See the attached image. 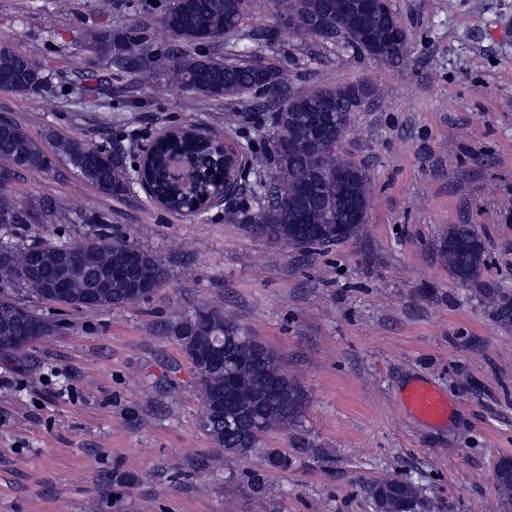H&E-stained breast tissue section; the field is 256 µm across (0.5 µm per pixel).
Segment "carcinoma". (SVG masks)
<instances>
[{
	"label": "carcinoma",
	"mask_w": 512,
	"mask_h": 512,
	"mask_svg": "<svg viewBox=\"0 0 512 512\" xmlns=\"http://www.w3.org/2000/svg\"><path fill=\"white\" fill-rule=\"evenodd\" d=\"M253 0H166L163 23L181 43L171 48L173 64L159 69V52L141 27L125 30L94 31L87 35L101 52L107 68L131 74L142 81L157 76L181 85L193 98H230L235 111L224 116V136L252 160L248 176L237 192L224 201V217L246 231L272 242H291L299 248L331 246L358 235L352 203L368 206L371 183L366 170L339 157L325 154L336 139V120L347 119L351 126L354 112L376 94L365 81L344 85L323 83L297 85L285 69L263 59L258 51H245V41L269 47L284 32L278 27L265 31L244 29V20ZM280 16L295 18L292 33L366 54L393 67L410 63V53L398 51L410 43L411 34L391 7L367 11L364 0H277ZM222 43L223 53H207L205 48ZM85 92L91 97L108 95L109 79L86 75ZM0 83L19 95L40 90L46 84L41 68L30 57L11 45H0ZM269 111L270 126L264 151L254 152L249 123L255 112ZM54 152L31 137L12 118H0V344L5 355H26L30 345L10 344L8 336L37 334L36 328L51 332L57 324L19 304L13 292L21 288L44 299L45 280L67 288L65 304L84 308L89 282L107 278L112 287L99 297L100 309L121 307L127 300L126 281L112 274L135 246L106 233L101 217L76 214L84 223L98 222L96 229L80 241L28 240L35 224H45L55 214V202L43 197L25 204L13 193V183L26 173L49 175L56 161L63 160L99 193L123 198L131 192V181L119 174L125 152L106 153L82 140L53 133ZM181 149L193 156L201 192L220 193L222 185L213 157L215 147L195 134H180L174 141L156 148L152 184L156 199L164 209L178 213L191 206L178 187L168 179L166 157ZM74 250L75 262L67 267L56 263L59 253ZM440 256L448 275L461 285L478 282L487 267L486 248L470 224H451L443 235ZM140 278L151 287L167 278L163 261L143 253ZM509 295L485 291L482 303L492 309L495 320L512 328ZM224 336V364L205 372L194 369L202 399L212 394L232 392L235 414L215 421L204 414L200 428L226 453L247 458L261 447L270 432L286 430L297 421L302 396L288 377L281 358L272 349L257 351V337L245 327L224 318L209 307ZM264 468L249 477L252 492L267 493L264 469L288 468V456L277 448L263 452ZM376 512H417L421 508L416 488L392 476H383L370 488Z\"/></svg>",
	"instance_id": "1"
}]
</instances>
